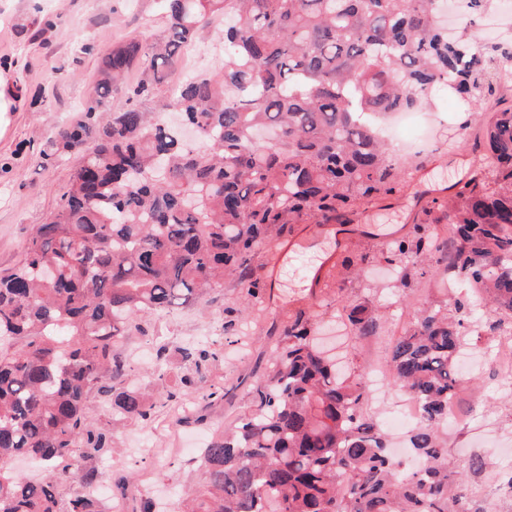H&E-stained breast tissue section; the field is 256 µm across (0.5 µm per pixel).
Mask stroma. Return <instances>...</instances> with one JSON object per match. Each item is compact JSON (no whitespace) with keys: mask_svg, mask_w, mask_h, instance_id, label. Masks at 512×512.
<instances>
[{"mask_svg":"<svg viewBox=\"0 0 512 512\" xmlns=\"http://www.w3.org/2000/svg\"><path fill=\"white\" fill-rule=\"evenodd\" d=\"M165 30L162 0H0V76L12 84L16 97L9 112L0 115V268L13 266L36 225L45 223L58 209L72 172L82 154L72 151L55 159L45 158L46 141L66 125L85 104L103 52L137 36L154 38ZM224 63V46L207 39L188 49L168 86L143 100L149 112L162 110L171 99V87L187 77L217 71ZM512 104V91L484 101L479 108L457 99L448 89H440L432 110L436 119L430 129L426 160L446 157L428 177L400 185L393 193L361 205L370 226L357 232L338 254L339 259H357L370 253L372 262L362 269L341 270L333 289L315 288L314 268L304 259L286 266L282 288H263L260 301L230 334L220 331L219 315L212 306L189 305L168 313L166 318L146 314L139 318L140 333L124 348L130 364L128 382L153 403L147 422L113 420L104 404L89 412L91 424L109 429L112 450L97 459L95 466L106 481L108 496L102 497L104 512H114L113 499L132 508L140 498L143 483H153L161 512H175L176 504L192 497L198 468L191 459L174 456L183 435L208 441L219 430L230 428L248 406L244 391L255 374L267 365L276 341L275 329L288 315L303 309L319 316L324 332L334 336L338 362L348 373L358 374L387 356L415 310L424 304L453 301L456 292L448 278L434 273L413 272L409 287L397 288L385 279L387 263L378 252L386 245L378 229L401 221L396 208L419 191H430L433 212L454 197L469 175L481 169L478 152L457 147L465 134L479 135L492 112ZM365 303L383 314L376 335L358 338L340 321L333 298ZM488 314L479 309L466 338V348L480 371L478 383H464L453 405L472 422L487 424L485 434L473 435L470 424L447 426L448 452L456 464L467 462V448L480 440L490 458L492 470H512V392L503 389L512 377L493 371L485 351L489 339L485 322ZM206 341L216 359L210 367L213 399H195V410L205 417L203 424L180 423L172 406H157L158 390L151 371L154 354L140 356L141 347L166 341L177 345L186 341ZM150 437L162 456H146L138 451L142 437Z\"/></svg>","mask_w":512,"mask_h":512,"instance_id":"stroma-1","label":"stroma"}]
</instances>
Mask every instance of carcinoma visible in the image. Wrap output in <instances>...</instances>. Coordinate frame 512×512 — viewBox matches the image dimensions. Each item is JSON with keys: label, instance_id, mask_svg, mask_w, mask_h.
Returning <instances> with one entry per match:
<instances>
[{"label": "carcinoma", "instance_id": "1", "mask_svg": "<svg viewBox=\"0 0 512 512\" xmlns=\"http://www.w3.org/2000/svg\"><path fill=\"white\" fill-rule=\"evenodd\" d=\"M444 0H163L166 29L101 56L94 96L47 142L53 154L94 142L58 210L36 227L21 259L0 270V512H100L97 471L112 435L87 418L93 401L126 419L152 408L126 385L118 351L135 318L194 304L229 278L254 301L263 285L252 260L303 219L328 220L395 191L407 168L374 119L429 109L440 87L475 105L494 95L512 42L481 40L477 20L493 0H466L453 37ZM224 41V68L181 84L171 106L204 150L135 102L147 99L202 36ZM143 78L129 82L132 70ZM133 101L105 113L112 93ZM487 168L448 201L451 236L413 224L386 247L399 287L435 265L470 293L453 308L429 305L395 339L393 384L421 415L410 448L424 468L401 474L367 384L351 380L315 344L316 319L288 318L270 368L246 391L249 408L202 450L200 488L185 512H467L440 428L463 379L456 369L474 293L497 320L512 317V105L473 142ZM354 333L379 327L364 304L342 307ZM248 308L227 298L234 330ZM185 372L171 380L169 348L156 349L155 384L167 401L205 393L215 353L174 349ZM32 456L33 481L12 468ZM79 489L63 503L61 462Z\"/></svg>", "mask_w": 512, "mask_h": 512}]
</instances>
